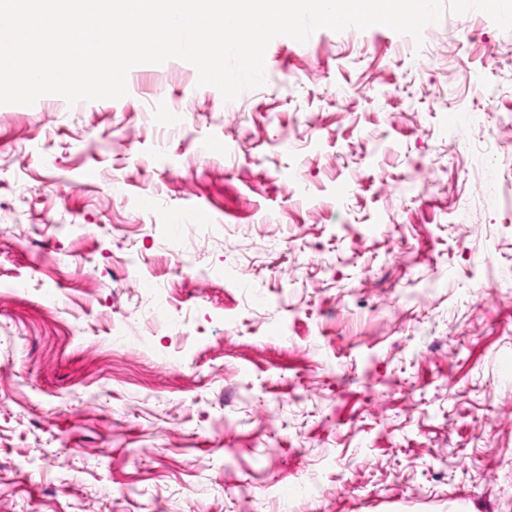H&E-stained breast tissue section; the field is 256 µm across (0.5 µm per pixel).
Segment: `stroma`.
<instances>
[{"label":"stroma","mask_w":512,"mask_h":512,"mask_svg":"<svg viewBox=\"0 0 512 512\" xmlns=\"http://www.w3.org/2000/svg\"><path fill=\"white\" fill-rule=\"evenodd\" d=\"M264 62L0 105V512H512V31Z\"/></svg>","instance_id":"obj_1"}]
</instances>
